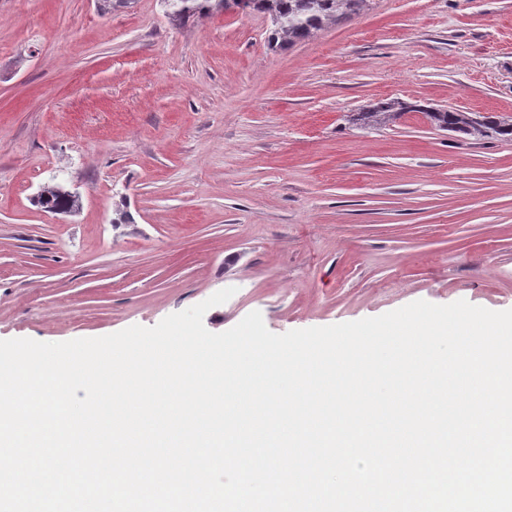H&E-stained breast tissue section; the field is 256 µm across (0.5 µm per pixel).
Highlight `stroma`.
I'll use <instances>...</instances> for the list:
<instances>
[{"mask_svg":"<svg viewBox=\"0 0 512 512\" xmlns=\"http://www.w3.org/2000/svg\"><path fill=\"white\" fill-rule=\"evenodd\" d=\"M262 14L0 0V340L512 309V140L378 101L512 120V0H367L286 49ZM60 182L81 210L33 202ZM422 112L435 127L453 133L474 136L494 137L512 140V123L493 115H480L476 112L447 110L410 102L379 101L360 112H354L349 121L359 128H371L397 119L404 112Z\"/></svg>","mask_w":512,"mask_h":512,"instance_id":"35a3bbf8","label":"stroma"}]
</instances>
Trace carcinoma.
I'll use <instances>...</instances> for the list:
<instances>
[{"mask_svg":"<svg viewBox=\"0 0 512 512\" xmlns=\"http://www.w3.org/2000/svg\"><path fill=\"white\" fill-rule=\"evenodd\" d=\"M173 22L238 6V0H162ZM251 10L272 23L271 47H283L312 37L329 24L359 13L367 0H251ZM408 111L421 112L435 127L453 133L512 140V123L497 116L447 110L417 103L379 101L354 112L349 121L359 128L387 123ZM40 208L55 214L74 215L81 207L80 196L61 184L47 185L34 198Z\"/></svg>","mask_w":512,"mask_h":512,"instance_id":"obj_1","label":"carcinoma"}]
</instances>
